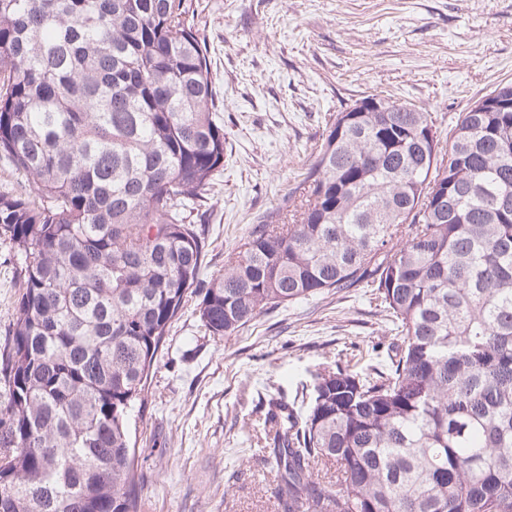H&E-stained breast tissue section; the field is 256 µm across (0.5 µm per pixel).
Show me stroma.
Wrapping results in <instances>:
<instances>
[{
  "instance_id": "stroma-1",
  "label": "stroma",
  "mask_w": 512,
  "mask_h": 512,
  "mask_svg": "<svg viewBox=\"0 0 512 512\" xmlns=\"http://www.w3.org/2000/svg\"><path fill=\"white\" fill-rule=\"evenodd\" d=\"M210 50L224 167L191 221L204 278L249 229L285 212L337 112L379 93L444 123L512 82V0H185ZM0 242V342L21 290ZM197 298L173 323L130 423L143 512H280L260 452L262 402L291 401L337 357L387 368L394 339L369 289L270 310L233 336L200 326Z\"/></svg>"
}]
</instances>
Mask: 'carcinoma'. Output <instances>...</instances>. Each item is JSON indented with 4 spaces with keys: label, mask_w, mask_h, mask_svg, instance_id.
Masks as SVG:
<instances>
[{
    "label": "carcinoma",
    "mask_w": 512,
    "mask_h": 512,
    "mask_svg": "<svg viewBox=\"0 0 512 512\" xmlns=\"http://www.w3.org/2000/svg\"><path fill=\"white\" fill-rule=\"evenodd\" d=\"M184 0H0V193L22 293L0 345V512H142L129 417L187 298L233 336L370 288L385 371L336 360L305 408L268 401L282 512H512V83L437 134L370 94L337 113L290 223L201 279L224 166L206 42ZM29 188L25 177L16 171L6 158L0 156V191L13 190L22 192Z\"/></svg>",
    "instance_id": "carcinoma-1"
}]
</instances>
